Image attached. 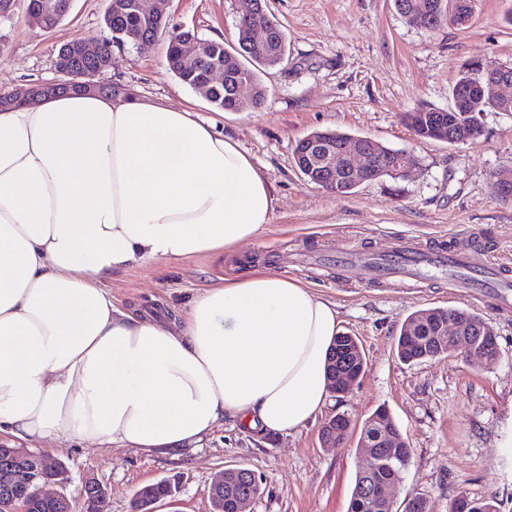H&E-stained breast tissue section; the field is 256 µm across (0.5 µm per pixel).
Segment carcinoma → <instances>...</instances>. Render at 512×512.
I'll return each instance as SVG.
<instances>
[{"label":"carcinoma","instance_id":"cac0c4a2","mask_svg":"<svg viewBox=\"0 0 512 512\" xmlns=\"http://www.w3.org/2000/svg\"><path fill=\"white\" fill-rule=\"evenodd\" d=\"M135 0H115V5L108 7L105 15L107 29L106 40L109 45L131 42L129 35L141 36L147 44H152L159 37H166V61L169 69L185 85L194 90L208 88L207 100L216 108L227 111L234 106L232 85L208 84V69L214 62L224 61V57L234 55L239 60L237 76L249 81L254 87V104L261 107L266 99L267 90L259 73L269 64L239 43L228 51L224 42L207 41L203 58L189 65L182 61L181 44L184 40L195 35L190 30L168 29V23L152 24L140 17L133 9ZM257 10L251 22L267 25L279 40L285 39V33L279 23L271 17L265 7L264 0H256ZM434 8L426 14L420 25L428 31H435L451 23L457 26L467 25L473 15V0H433ZM81 40L73 39L64 43L57 52L56 68L63 74L64 82L70 83L81 72H98L107 68L109 50L103 55L89 61L80 55ZM495 78L484 75L478 70L466 65L459 72L456 84L464 82L478 83L484 89L482 100L464 112H450L446 109L421 108L409 112L404 118L405 124L420 138L445 142L451 146L458 145L457 130H484L482 116L487 112H512V103L506 105L492 92ZM311 136L317 140L330 142L336 147L351 139L352 135L339 131H316ZM379 176L396 179L395 171L402 165V157L398 150L386 147L379 152ZM452 318L461 328L458 336H441L438 328L440 319ZM497 340V334L492 325L478 314L459 308H426L408 315L403 321L396 341V354L405 363L420 362L427 359L448 355L459 351L461 347H489ZM358 340L347 333H342L334 339L328 355L327 377L336 394L345 392L335 384V374L340 373L356 380L367 368L365 355L355 352ZM351 421L342 418L336 421L329 430L335 437L337 447H342L348 439ZM380 427H388L402 437L392 414L385 407L377 408L367 417L361 427L359 441L372 438V434ZM365 465L357 472L355 484L349 505V512H392V504L380 503L374 495V489L383 485H394L402 478L409 465L411 450L404 448H364ZM250 483L242 480L224 489L223 512H236L240 499L247 494ZM466 512H498L496 498L462 499Z\"/></svg>","mask_w":512,"mask_h":512}]
</instances>
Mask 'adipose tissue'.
Returning a JSON list of instances; mask_svg holds the SVG:
<instances>
[{"mask_svg":"<svg viewBox=\"0 0 512 512\" xmlns=\"http://www.w3.org/2000/svg\"><path fill=\"white\" fill-rule=\"evenodd\" d=\"M275 206L239 143L129 92L0 112V433L168 453L224 420L290 434L329 399L339 312L254 267L175 320L112 301L131 265L224 253Z\"/></svg>","mask_w":512,"mask_h":512,"instance_id":"1","label":"adipose tissue"}]
</instances>
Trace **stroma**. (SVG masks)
<instances>
[{
  "instance_id": "35a3bbf8",
  "label": "stroma",
  "mask_w": 512,
  "mask_h": 512,
  "mask_svg": "<svg viewBox=\"0 0 512 512\" xmlns=\"http://www.w3.org/2000/svg\"><path fill=\"white\" fill-rule=\"evenodd\" d=\"M108 5L72 0L67 16L48 32L28 25L20 9L0 19V93L58 82V48L71 39L105 36ZM265 6L286 35V56L261 75L267 89L261 108H215L169 70L161 40L113 48L104 79L147 100L185 107L233 137L273 187L270 224L232 254L143 261L106 286L115 303L162 317L249 266L307 285L336 304L343 331L357 337L368 361L360 382L322 412L326 419L348 417L353 433L345 447L325 448L316 423L289 435H262L227 418L175 454L76 440L31 449L64 464L69 496H77L88 478L106 485L110 512H132L136 491L160 480L171 482L175 500L159 502L157 512H211L208 488L231 467L261 477L251 512H348L364 464L357 430L382 406L412 450L391 492L395 512L421 494L432 512H450L464 497L489 496L499 512H512V309L494 308L479 288L449 292L447 278L435 272L401 285L339 265L353 246L383 255L405 238L432 249L460 237L476 240L473 268L512 262V202L499 200L491 187L493 173L512 165V112L484 114L481 139L461 146L419 138L402 121L420 107L448 108L465 63L486 69L512 64L506 20L512 0H475L467 26L433 32L407 24L394 0H265ZM165 9L170 26L228 48L237 43L235 0H167ZM324 130L371 137L414 153L419 163L400 179L367 181L345 196L327 192L293 163L297 141ZM430 307L463 308L486 319L497 333V364L459 354L401 362L394 346L403 321Z\"/></svg>"
}]
</instances>
